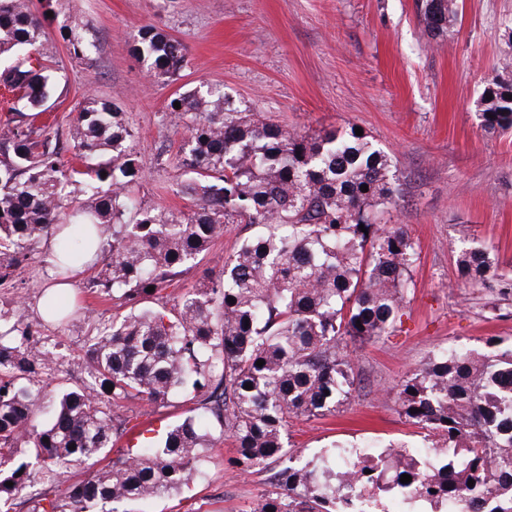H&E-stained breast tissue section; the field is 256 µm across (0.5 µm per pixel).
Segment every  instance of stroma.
Wrapping results in <instances>:
<instances>
[{
	"label": "stroma",
	"mask_w": 512,
	"mask_h": 512,
	"mask_svg": "<svg viewBox=\"0 0 512 512\" xmlns=\"http://www.w3.org/2000/svg\"><path fill=\"white\" fill-rule=\"evenodd\" d=\"M456 3L447 33L430 42L417 0H32L45 25L40 58L59 75L38 126L57 133L64 163L75 167L69 127L77 112L92 97L117 105L145 174L129 187L138 209L192 214L180 169L189 118L168 104L203 84L291 129L361 128L391 154L398 191L383 219L401 227L418 253L406 303L392 333L353 352L348 403L335 415L290 423L299 462L331 455L337 440L422 449V430L397 412L400 380L451 348L481 349L490 337L512 344V301L464 287L456 269L474 240L496 255L499 273L512 275V131L486 133L476 118L488 77L512 79V68L501 67L512 59V0ZM145 25L183 43L186 61L177 75L150 72L131 54ZM71 29L92 44L88 57H71L64 39ZM253 231L227 224L175 292L193 287ZM43 265L42 249H34L31 268L0 288V308L37 319ZM89 280L81 275L66 299L74 309L67 325L43 330L63 356L47 379H85L81 345L96 326L87 312L109 317L118 310ZM233 453L224 439L191 488L123 503L124 512H245L273 490L278 467L232 469L226 461Z\"/></svg>",
	"instance_id": "obj_1"
}]
</instances>
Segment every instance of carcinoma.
<instances>
[{
    "mask_svg": "<svg viewBox=\"0 0 512 512\" xmlns=\"http://www.w3.org/2000/svg\"><path fill=\"white\" fill-rule=\"evenodd\" d=\"M419 13L423 36L434 40L447 32L456 0H420ZM43 36L30 0H0V56L36 51ZM65 40L76 58L88 50L73 31ZM131 51L158 75H175L185 61V46L151 26ZM54 83L53 71L28 56L0 70L20 116L0 136V286L34 244L61 230L58 274L101 239L92 287L117 295L126 312L86 338L88 380L58 387L45 422L41 378L58 344H45L40 322L0 311V512L21 496L30 512H118L128 501L169 496L203 474L206 452L226 433L235 448L229 466H280L278 491L251 512H360L361 497L390 493L446 512H512V346L495 338L481 350L441 353L397 385L399 414L445 449L439 461L399 455L391 444L354 454L338 442L333 463L293 462L288 421L333 414L348 401V346L394 327L411 282L414 242L377 222L396 193L383 148L353 128L290 130L232 108L217 88L196 90L176 97L191 119L181 191L195 210H135L125 193L144 172L131 158L123 113L95 98L77 113L69 135L81 169L63 163L49 130L22 119L43 112ZM477 118L488 133L512 128V79L488 80ZM102 154L106 163L89 164ZM77 177L86 197L73 209L68 187ZM231 221L259 230L171 304L153 306ZM457 268L470 287L484 288L498 261L475 245ZM121 401L189 402L198 414L118 448L130 422L115 411ZM94 459L107 464L60 484ZM403 474L412 481L400 482Z\"/></svg>",
    "mask_w": 512,
    "mask_h": 512,
    "instance_id": "cac0c4a2",
    "label": "carcinoma"
}]
</instances>
